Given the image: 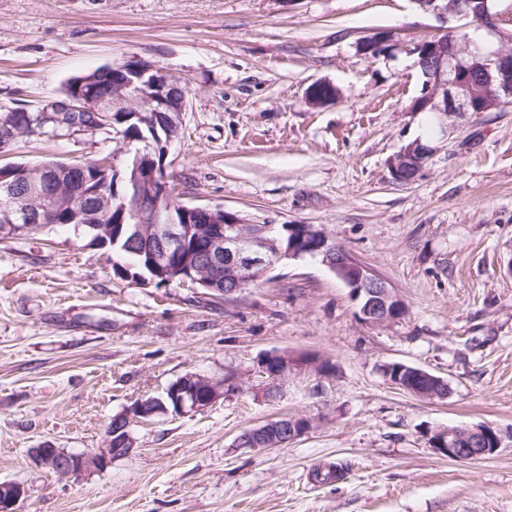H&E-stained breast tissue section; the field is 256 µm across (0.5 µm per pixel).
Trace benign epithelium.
<instances>
[{"label": "benign epithelium", "mask_w": 512, "mask_h": 512, "mask_svg": "<svg viewBox=\"0 0 512 512\" xmlns=\"http://www.w3.org/2000/svg\"><path fill=\"white\" fill-rule=\"evenodd\" d=\"M426 14L446 24L451 19L466 21L476 37L458 43L449 34L456 31L446 26L441 33L406 42L394 33L382 30L359 42V52L367 58L390 56L400 50L434 64L424 70L425 80L420 94L412 99L411 112H432L437 115L441 132H448L451 120L463 112H491L512 99V32L502 28L503 16L495 0H411ZM133 77L119 78L112 85V104L127 99V91L135 88L143 107L164 98L170 88L169 79L157 68L142 63L128 68ZM340 97L332 84L316 81L307 89L310 106L320 108ZM187 96L181 94L178 112L170 119L171 128L158 129L148 124V113L135 111L131 117L149 125L152 135L139 133L135 140L145 143L137 151L133 176L125 178L117 165H112V184L100 183L95 188L94 206L59 215V186L52 175L37 178L27 168L18 165L0 167V182L11 188L6 201L0 204V228L45 223L61 218L70 224H96L98 240L108 244L112 225L125 223V217L136 221L131 249L148 255L152 280L162 284L190 283L207 290L224 284V296H231L250 284L262 282L285 259L306 255L321 256L322 262L346 283L360 300L359 317L371 326H382L401 318L406 305L387 283L373 274L362 262L336 246L325 229L314 224L286 226L292 235L291 245L273 225L261 224L238 212L221 206H193L173 200L164 163L168 145L179 137L181 115ZM59 112H75L91 121L80 126L83 131L96 130L104 117L103 98L90 81H78L73 94L54 102ZM435 147L415 139L402 147L389 160L395 179L410 182L433 156ZM123 185L125 198L120 210L113 200L118 185ZM199 248H187L189 242ZM311 366L318 370L323 364L314 360H295L286 354H268L262 360L263 372L272 381L282 380L293 371ZM396 370L391 382L419 397L435 400L448 396V384L441 378L404 363H391L384 372ZM230 379L217 380L188 373L174 387L166 389L174 401V414L201 412L224 397ZM162 413L154 399H139L115 421L131 424L138 418ZM312 426L307 416L288 418V425L259 426L244 432L239 442L245 446L277 448L286 446ZM502 445L500 430L493 425L450 427L432 436V447L442 455L460 461H471L494 454ZM134 449L130 433L114 439L107 428L104 447L93 452L68 453L60 448H35L31 452L34 465L60 475H79L90 469L106 467L112 460L128 456ZM25 496L24 486L15 481L0 482V512H17Z\"/></svg>", "instance_id": "obj_1"}]
</instances>
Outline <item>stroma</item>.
Segmentation results:
<instances>
[{
    "mask_svg": "<svg viewBox=\"0 0 512 512\" xmlns=\"http://www.w3.org/2000/svg\"><path fill=\"white\" fill-rule=\"evenodd\" d=\"M440 28L412 0H0V108L36 111L73 77L151 64L187 91L165 160L179 202L323 226L407 309L364 324L315 258L224 298L119 277L79 228L0 233V481L23 484L18 512H512V102L458 115L397 181L388 163L421 135L408 105L422 77L413 56L357 49ZM315 81L340 99L311 107ZM123 149L84 131L18 144L0 165ZM271 352L326 369L268 399ZM392 362L444 379L447 398L393 385ZM188 373L233 384L205 411L134 421L133 452L103 469L32 464L35 448L103 447L113 416ZM297 415L313 425L287 446H240ZM486 423L503 434L489 457L432 446L437 430Z\"/></svg>",
    "mask_w": 512,
    "mask_h": 512,
    "instance_id": "35a3bbf8",
    "label": "stroma"
}]
</instances>
